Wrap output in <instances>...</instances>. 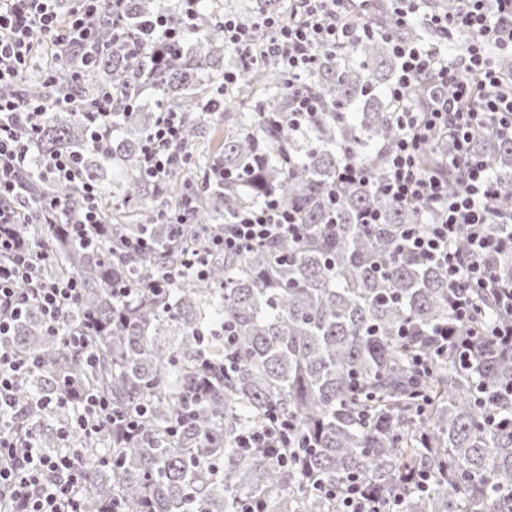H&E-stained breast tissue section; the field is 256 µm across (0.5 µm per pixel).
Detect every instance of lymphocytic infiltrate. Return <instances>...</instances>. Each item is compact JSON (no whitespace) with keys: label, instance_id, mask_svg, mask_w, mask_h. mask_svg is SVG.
<instances>
[{"label":"lymphocytic infiltrate","instance_id":"obj_1","mask_svg":"<svg viewBox=\"0 0 512 512\" xmlns=\"http://www.w3.org/2000/svg\"><path fill=\"white\" fill-rule=\"evenodd\" d=\"M292 3L288 20L272 16L257 26L225 14L224 44L246 57L256 52L278 60L292 97L289 114L293 122L301 124L324 108L316 95L300 88L317 51L326 46L346 49L369 35L371 28L364 17L367 0ZM125 12L126 0H72L66 11L60 0H0V512H81L83 477L76 457L45 454L33 433H19L14 424L28 407L18 393V384L31 366L29 359L7 345L14 326L35 304L44 312L49 331H56L62 311L79 294L76 279L41 277L38 266L46 261V254L23 245L14 231L15 225L34 221L22 193L21 174L30 160L31 135L42 122L38 104L22 105L20 83L35 63L48 71L62 62L76 72L90 65L101 50L96 30L102 16H109L117 26ZM424 23L440 38L461 36L465 43L456 61L431 44L399 41L393 45L400 68L389 95L402 110L397 117L398 142L380 189L394 201L428 202L434 207L431 224L422 230L406 228L395 250L447 270L459 324L473 316L467 294L471 288L495 289L499 306L512 315V292L497 288L483 261L484 256L512 249V240L493 239L486 233L487 225L512 224V210L497 209L495 177L471 146L476 131L482 129L512 140V81H506L497 70L489 52L493 46L512 48V0H463L456 15H431ZM260 27L267 31L261 40L256 37ZM433 72L447 84V99L433 101L426 112L404 107L409 85ZM184 124L182 113H158L140 149L142 172L161 179L179 166L177 147ZM438 128L448 131L449 164L465 167L463 186L454 194L438 178L425 175L417 162L419 145ZM41 175L63 185L82 182L83 206L71 223L75 236H90L102 221L99 191L83 183L76 158L69 154L50 157ZM463 228L473 246V257L467 261L452 246ZM300 234L297 214L270 197L260 206L239 211L225 224L222 235L205 243L203 252L239 253L276 237ZM145 415L144 407L115 408L89 394L75 424L88 435L109 424L133 437L141 433Z\"/></svg>","mask_w":512,"mask_h":512}]
</instances>
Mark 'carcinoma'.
<instances>
[{
	"label": "carcinoma",
	"instance_id": "carcinoma-1",
	"mask_svg": "<svg viewBox=\"0 0 512 512\" xmlns=\"http://www.w3.org/2000/svg\"><path fill=\"white\" fill-rule=\"evenodd\" d=\"M218 2L203 0L190 22L178 0H128L121 26L103 19V52L80 72L76 94L90 103L103 88L114 91L105 153L93 148L87 120L54 104L55 86H27L24 101L41 102L45 115L23 193L76 209L81 188L37 177L50 155L73 153L83 180L100 190L105 224L90 243L73 238L68 224L15 226L48 254L42 276L80 280L59 326L85 335L95 354L87 363L31 305L9 341L36 362L19 393L52 403L25 411L19 424L37 433L45 452L81 460L83 512H106L117 500L124 512H342L315 485L342 494L354 482L383 505L378 512H512V344L489 337L463 362L437 350L433 332L453 324L448 272L394 251L401 229L425 228L426 206L376 190L397 141L393 101L381 97L398 74L391 39L422 43L434 34L396 23L376 0L372 21L383 34L319 54L303 87L328 111L296 130L285 120L291 99L275 60L253 63L224 49ZM461 7L426 0V10L441 15ZM227 8L248 21L288 15L287 0ZM158 16L181 25L179 45L132 60L134 34ZM226 71L236 75L230 87ZM434 92L426 80L406 97L419 105ZM212 100L239 112L220 146L206 150L200 124ZM160 110L186 116L179 150L187 164L155 181L140 171L138 154ZM474 144L496 172L497 206L512 208V142L479 132ZM446 155L448 135H434L421 145L420 164L447 177L451 193L461 174L443 166ZM348 156L369 181L344 177ZM214 166L224 167L219 185L204 180ZM270 196L300 210L303 239L207 254L205 277L185 273L129 302L117 297L124 280L183 268L203 237ZM181 201L190 202L192 223H161ZM368 210L380 223H362ZM141 235L152 251L126 253L121 241ZM488 266L512 289V253ZM470 295L473 318L455 327L458 340L504 320L486 289ZM67 382L70 408H57ZM86 391L117 407L148 405L141 435L128 442L108 425L91 437L70 428ZM275 413L288 419L286 451L301 446L286 466L264 448L241 445Z\"/></svg>",
	"mask_w": 512,
	"mask_h": 512
}]
</instances>
